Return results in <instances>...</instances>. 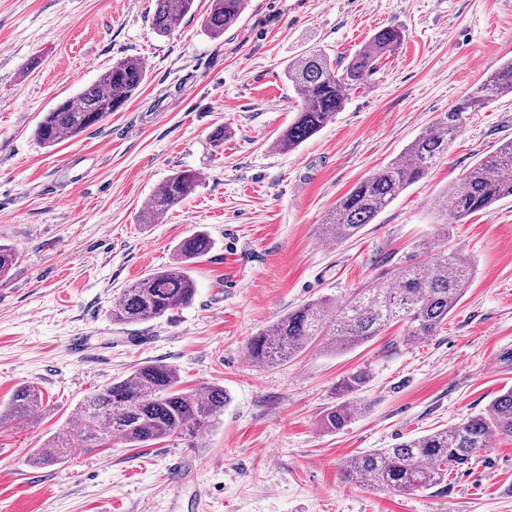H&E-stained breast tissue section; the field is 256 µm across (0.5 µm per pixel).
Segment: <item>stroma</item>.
<instances>
[{
  "label": "stroma",
  "mask_w": 512,
  "mask_h": 512,
  "mask_svg": "<svg viewBox=\"0 0 512 512\" xmlns=\"http://www.w3.org/2000/svg\"><path fill=\"white\" fill-rule=\"evenodd\" d=\"M153 9L0 0V243L19 254L0 280V402L24 384L43 395L31 420L0 424V512H512L511 441L411 494L342 476L348 458L460 423L512 388V199L461 221L432 208L512 140V96L467 113L447 157L358 236L318 240L341 197L512 58V0H249L218 39L204 28L210 0H194L167 36L151 30ZM386 25L405 30L401 48L319 133L276 150L299 103L288 62L314 46L347 57ZM130 56L146 78L121 109L56 147L36 140L44 112ZM219 126L220 151L209 140ZM181 169L198 172L195 193L163 223H142ZM196 230L213 248L191 267L193 302L113 323L122 289ZM439 239L476 273L434 336L406 345L394 326L340 354L314 347L270 368L249 359V338L288 311L340 303ZM73 336L85 352L69 349ZM150 362L175 367L185 388L222 386L219 423L192 442L115 441L28 464L85 396ZM359 369L367 412L328 430L337 384ZM178 455L188 465L176 485Z\"/></svg>",
  "instance_id": "stroma-1"
}]
</instances>
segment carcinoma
<instances>
[{"label":"carcinoma","instance_id":"carcinoma-1","mask_svg":"<svg viewBox=\"0 0 512 512\" xmlns=\"http://www.w3.org/2000/svg\"><path fill=\"white\" fill-rule=\"evenodd\" d=\"M194 0H154L151 28L159 36L174 31L192 9ZM248 0H211L205 29L214 39L235 25ZM405 39L396 26L377 30L348 59L338 61L311 48L288 63L286 77L299 95L294 120L274 141L284 152L299 147L343 110L348 92L378 71L385 55H392ZM146 77L137 57L112 63L98 80L74 100H65L45 113L35 129L47 148L100 124L118 111ZM512 95V58L502 63L472 90L463 103L452 106L422 131L395 161L377 170L342 197L324 224L321 238L340 242L355 237L373 223L407 188L422 179L445 155L464 126L465 113L477 112L495 100ZM198 173L183 169L168 177L142 212L141 223L159 224L169 211L194 193ZM512 198V141L467 170L460 183L439 196L436 209L461 221L495 203ZM204 230L184 238L172 261L120 293L112 306V322L140 325L189 305L196 285L190 265L212 249ZM17 261L16 249L0 244V278ZM469 261L448 247L423 245L414 262L393 271L371 288H358L339 305L308 302L267 326L247 343L256 364L273 367L298 353L319 346L342 352L362 346L391 324L403 325L402 340L420 341L434 335L456 307L471 281ZM369 374L358 370L338 387L340 401L328 407L323 423L340 430L364 413L362 393ZM224 388L204 390L181 386L176 368L151 363L87 396L64 432L32 453L31 460L57 464L84 448L120 439L143 448L170 438L194 439L224 414ZM42 394L33 384L17 388L0 408V423L29 419L40 408ZM512 440V389L497 395L488 406L458 425L355 455L343 465L346 480L385 491L413 492L441 484L448 470L469 467L492 447L491 439Z\"/></svg>","mask_w":512,"mask_h":512}]
</instances>
